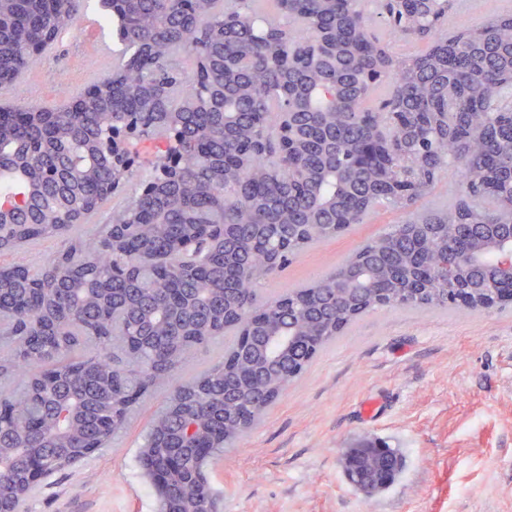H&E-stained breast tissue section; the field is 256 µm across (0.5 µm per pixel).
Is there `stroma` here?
<instances>
[{"instance_id":"1","label":"stroma","mask_w":512,"mask_h":512,"mask_svg":"<svg viewBox=\"0 0 512 512\" xmlns=\"http://www.w3.org/2000/svg\"><path fill=\"white\" fill-rule=\"evenodd\" d=\"M97 0H84L73 35L10 89V103L52 106L86 87L99 40ZM396 220L370 217L295 257L264 297L318 280ZM158 388L111 444L39 482L23 512H156L137 456L167 402ZM393 448L403 469L368 496L347 480L358 442ZM222 512H512V306L444 312L384 308L320 350L261 422L211 460Z\"/></svg>"}]
</instances>
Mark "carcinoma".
Wrapping results in <instances>:
<instances>
[{
    "label": "carcinoma",
    "instance_id": "cac0c4a2",
    "mask_svg": "<svg viewBox=\"0 0 512 512\" xmlns=\"http://www.w3.org/2000/svg\"><path fill=\"white\" fill-rule=\"evenodd\" d=\"M99 0L116 21L112 71L52 107L0 108V252L65 236L68 247L34 269L0 266V512L29 496L26 459L49 474L102 448L139 400L167 385L188 355L221 338L239 350V317L252 324L247 358L219 360L177 383L178 407L152 419L138 456L154 477L165 457L181 469L154 484L173 512H217L207 459L247 434L310 351L382 308L460 310L439 259L461 247L481 257L500 288L496 243L509 235L512 198V13L444 35L454 0ZM80 0H0V88L13 84L78 21ZM399 40L425 48L392 50ZM288 49L300 62L278 66ZM289 113L297 165L281 159ZM147 128L152 175L112 212L124 224L83 231L114 197L106 150L127 117ZM181 164L157 181L169 152ZM247 151V166L235 154ZM456 166L462 190L421 209L441 172ZM411 172L414 193L389 184ZM380 208L407 219L359 246L330 275L262 300L258 287L303 249L361 224ZM229 231L250 273L224 251ZM356 297L336 278L356 269ZM433 272L415 295L405 275Z\"/></svg>",
    "mask_w": 512,
    "mask_h": 512
}]
</instances>
